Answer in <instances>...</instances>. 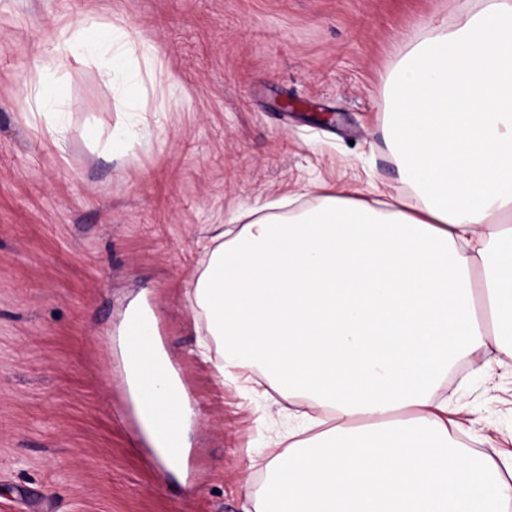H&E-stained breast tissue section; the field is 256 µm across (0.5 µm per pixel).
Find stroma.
<instances>
[{
	"instance_id": "35a3bbf8",
	"label": "stroma",
	"mask_w": 512,
	"mask_h": 512,
	"mask_svg": "<svg viewBox=\"0 0 512 512\" xmlns=\"http://www.w3.org/2000/svg\"><path fill=\"white\" fill-rule=\"evenodd\" d=\"M482 0H0V512H254L261 462L318 409L195 352L192 308L215 225L312 182L408 194L383 134L387 80L429 26ZM95 16L150 40L165 73L149 147L111 156L123 120L95 62L59 72L64 148L20 103L59 26ZM294 109L283 110L282 100ZM151 314L193 414L168 469L134 407L123 331ZM485 351L444 386L480 451L512 454V368Z\"/></svg>"
}]
</instances>
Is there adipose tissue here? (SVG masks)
<instances>
[{
  "label": "adipose tissue",
  "instance_id": "adipose-tissue-1",
  "mask_svg": "<svg viewBox=\"0 0 512 512\" xmlns=\"http://www.w3.org/2000/svg\"><path fill=\"white\" fill-rule=\"evenodd\" d=\"M430 28L394 74L387 135L411 192L374 206L319 186L315 206L258 215L221 242L194 300L222 368L260 373L332 426L286 435L255 512H512V459L471 448L434 395L456 356L512 365V0ZM66 53L24 81L36 130L61 143L73 102L53 77L99 62L127 120L113 149L154 133L143 99L159 62L124 26L85 20ZM156 453L185 447V404L167 357L126 339Z\"/></svg>",
  "mask_w": 512,
  "mask_h": 512
}]
</instances>
